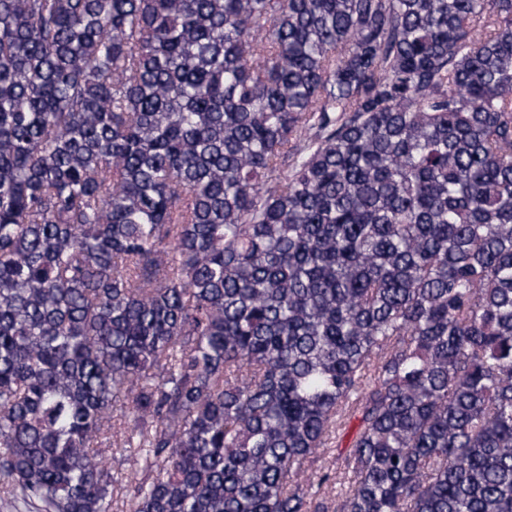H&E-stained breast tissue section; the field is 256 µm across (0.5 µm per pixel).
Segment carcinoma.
Listing matches in <instances>:
<instances>
[{
  "label": "carcinoma",
  "mask_w": 512,
  "mask_h": 512,
  "mask_svg": "<svg viewBox=\"0 0 512 512\" xmlns=\"http://www.w3.org/2000/svg\"><path fill=\"white\" fill-rule=\"evenodd\" d=\"M117 489L512 512V0H0V500Z\"/></svg>",
  "instance_id": "1"
}]
</instances>
